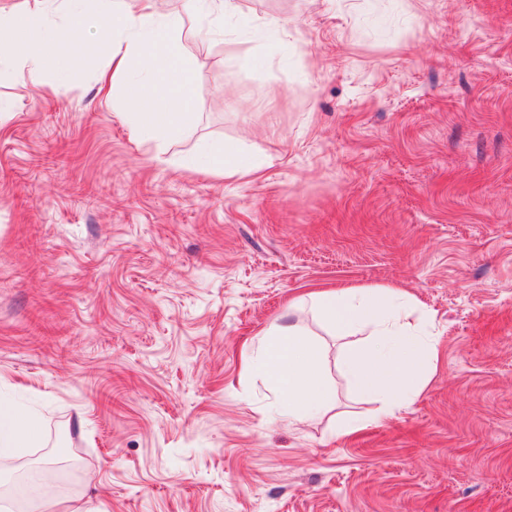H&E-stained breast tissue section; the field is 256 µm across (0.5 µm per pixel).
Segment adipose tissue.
I'll list each match as a JSON object with an SVG mask.
<instances>
[{"label": "adipose tissue", "instance_id": "1", "mask_svg": "<svg viewBox=\"0 0 512 512\" xmlns=\"http://www.w3.org/2000/svg\"><path fill=\"white\" fill-rule=\"evenodd\" d=\"M103 16L122 41L90 37L91 20L74 12L65 26L50 27L35 15L0 8V45L35 71H65L70 65L94 64L109 52L112 79L123 85L129 110L125 119L135 139L166 145L194 117L192 70L181 54L174 33L177 17L164 0H137L129 10L125 0H103ZM150 61L146 76H138L141 58ZM273 158L271 149L255 156L233 147H217L197 166L220 171L225 178H244ZM312 311L343 336L355 337L343 365L357 397L380 404L373 421L387 418L421 392L438 359L435 343L407 320V292L400 288H328L310 292ZM272 340L245 352L249 371L270 381L282 415L289 420L316 417L329 407L333 393L319 370L321 351L294 324L278 325ZM40 433L33 415L0 403V470L10 468L22 449L36 447Z\"/></svg>", "mask_w": 512, "mask_h": 512}]
</instances>
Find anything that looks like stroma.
I'll return each mask as SVG.
<instances>
[{"instance_id":"1","label":"stroma","mask_w":512,"mask_h":512,"mask_svg":"<svg viewBox=\"0 0 512 512\" xmlns=\"http://www.w3.org/2000/svg\"><path fill=\"white\" fill-rule=\"evenodd\" d=\"M238 6L202 39L168 0L197 119L163 148L109 55L61 92L0 47V398L42 435L17 475L92 512H512V0ZM273 131L255 175L188 165ZM389 285L439 360L375 423L303 297ZM288 322L356 434L274 416L243 354Z\"/></svg>"}]
</instances>
